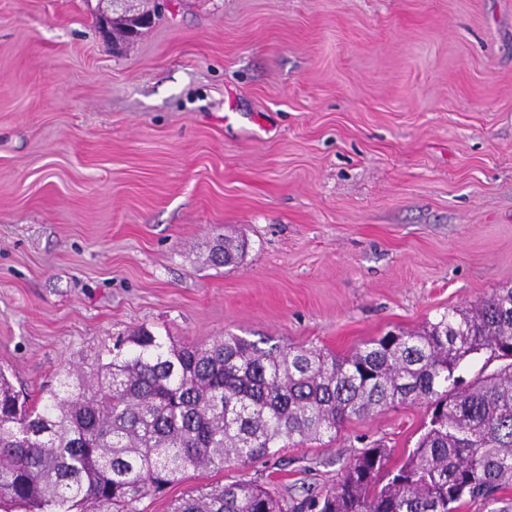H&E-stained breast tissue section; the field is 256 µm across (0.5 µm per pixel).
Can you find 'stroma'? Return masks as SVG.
Returning a JSON list of instances; mask_svg holds the SVG:
<instances>
[{
  "mask_svg": "<svg viewBox=\"0 0 512 512\" xmlns=\"http://www.w3.org/2000/svg\"><path fill=\"white\" fill-rule=\"evenodd\" d=\"M117 53L98 0H0V367L38 404L144 326L339 356L512 287V0H164ZM248 241L216 267L217 240ZM426 404L166 496L295 501Z\"/></svg>",
  "mask_w": 512,
  "mask_h": 512,
  "instance_id": "1",
  "label": "stroma"
}]
</instances>
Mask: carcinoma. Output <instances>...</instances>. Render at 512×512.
Wrapping results in <instances>:
<instances>
[{"label":"carcinoma","instance_id":"cac0c4a2","mask_svg":"<svg viewBox=\"0 0 512 512\" xmlns=\"http://www.w3.org/2000/svg\"><path fill=\"white\" fill-rule=\"evenodd\" d=\"M160 11L157 0H131L107 20L112 38L130 45ZM246 246L226 237L210 261L231 264ZM482 353L500 365L469 383L462 372ZM422 402L428 424L397 468L376 445L300 503L240 480L190 489L168 512H456L466 498L496 503L512 485V287L344 356L232 334L181 346L140 327L90 371L64 370L39 410L0 370V504L142 512L143 499L191 470L246 467L353 416Z\"/></svg>","mask_w":512,"mask_h":512}]
</instances>
